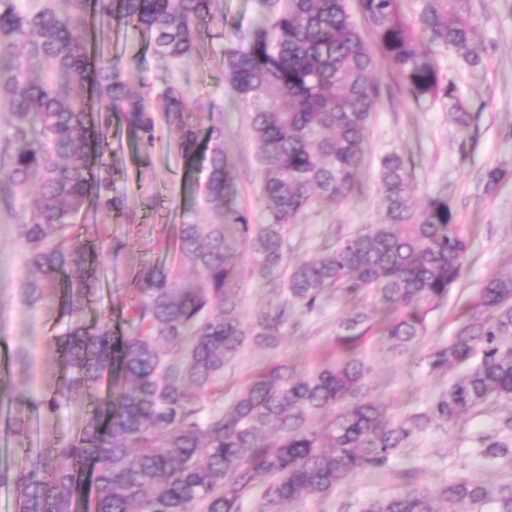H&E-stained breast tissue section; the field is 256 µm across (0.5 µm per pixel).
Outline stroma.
Masks as SVG:
<instances>
[{"label": "stroma", "mask_w": 512, "mask_h": 512, "mask_svg": "<svg viewBox=\"0 0 512 512\" xmlns=\"http://www.w3.org/2000/svg\"><path fill=\"white\" fill-rule=\"evenodd\" d=\"M471 9L479 23L476 48L482 68L471 70L449 51L436 56L442 72L457 86L469 113L468 127L459 128L454 112L443 105L417 107L392 66L378 61L374 78L380 96L369 120L361 193L338 206L314 207L288 234V259L295 262L318 255L324 246L364 225L381 223V159L392 151L412 158L416 199L448 195L470 248L447 304L429 313L427 333L414 353L393 355L378 335L369 336L363 345L371 394L399 418L427 411L447 389L457 368L431 370L425 352L452 336L456 316L490 277L512 271V0H471ZM261 10L260 0H223L222 19L199 30L196 59L167 70L141 69V59L152 51L148 34L113 20H88L91 53L116 60L133 89L176 84L185 92L186 122L202 132L214 124L223 126L224 153L237 171L236 203L254 224L264 221L259 147L249 132L243 103L224 81V50L236 44L240 32L253 27ZM105 133L111 145L112 195L119 207L107 211L87 203L77 226L81 240L96 248L94 268L100 280L81 319L128 335L139 324L133 291L138 276L148 269L177 267L192 276L180 259V226L214 224L220 216L202 203L198 173L184 159L174 129L159 126L150 145L117 118ZM496 167L503 175L490 190L486 174ZM20 205V195L0 173V417L20 410L28 420L23 440L0 436V470L11 471L20 462L19 447L30 448L36 457L55 452L82 431L91 399H106L124 386L118 375L107 374L93 394H73L55 415L38 410V402L68 371L57 338L72 321L65 308V288L35 304L28 297L33 272L14 218ZM354 307L340 294L330 295L314 312L295 310L276 348L246 345L216 384L224 403H231L263 367L288 363L311 372L333 359L337 326ZM511 413L512 405L496 403L455 425L430 424L414 433L386 472H359L331 495L304 496L286 510L360 512L369 499L404 491L401 473L408 468L418 470L419 486L432 490L460 478L511 482L512 463L489 461L479 453L481 437Z\"/></svg>", "instance_id": "stroma-1"}]
</instances>
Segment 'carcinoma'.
Listing matches in <instances>:
<instances>
[{
  "label": "carcinoma",
  "instance_id": "cac0c4a2",
  "mask_svg": "<svg viewBox=\"0 0 512 512\" xmlns=\"http://www.w3.org/2000/svg\"><path fill=\"white\" fill-rule=\"evenodd\" d=\"M374 44L366 42L346 0H262L257 26L224 51V81L248 109L261 152L264 224L236 205L237 174L224 155V129H210L204 155L196 127L178 124L184 158L198 161L204 201L222 214L216 224L180 227L182 258L199 277L146 274L135 282L137 334L93 331L77 322L58 337L75 372L38 408L55 414L75 391L117 372L118 402H100L80 437L54 458L0 472L15 512H71L79 468H92L95 512H243L259 479L260 512H286L303 495L327 496L347 477L382 471L413 432L431 421L453 425L489 402H512V272L490 279L463 313L448 342L429 350L432 369L467 366L427 412L398 420L371 400L361 345L374 328L364 302L382 303L389 349L406 352L426 333L430 309L448 301L469 241L446 195L412 209V161L397 152L381 160L384 219L288 267V231L313 206L340 205L360 188L370 114L379 97L377 57L396 71L419 107L458 105L455 83L435 52L452 49L471 69L478 24L470 0H417L410 18L403 0H357ZM77 12L23 0H0V99L12 114L0 141V171L22 194L16 215L27 262L40 278L28 283L32 302L71 274L69 315L94 295L88 273L94 251L74 232L88 198L112 210L110 150L102 124L117 112L148 143L156 113L180 115L184 92L168 84L154 95L130 91L115 61L91 56L78 35L85 14L116 18L147 33L158 70L197 56L196 34L220 10V0H72ZM39 184L28 191L30 181ZM266 273L280 297L276 309L241 315L245 277L241 251ZM341 292L357 302L340 324L343 357L312 373L286 364L257 373L232 404L205 410L200 394L252 341L273 346L295 306L308 312ZM512 416L482 438L481 454L512 462ZM411 488L368 501L361 512H512V482L456 480L431 491Z\"/></svg>",
  "mask_w": 512,
  "mask_h": 512
}]
</instances>
